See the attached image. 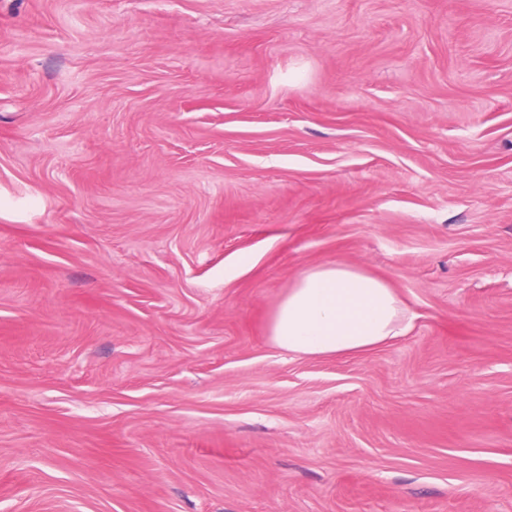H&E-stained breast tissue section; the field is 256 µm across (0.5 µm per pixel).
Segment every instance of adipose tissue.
<instances>
[{
    "label": "adipose tissue",
    "instance_id": "adipose-tissue-1",
    "mask_svg": "<svg viewBox=\"0 0 512 512\" xmlns=\"http://www.w3.org/2000/svg\"><path fill=\"white\" fill-rule=\"evenodd\" d=\"M414 315L395 288L360 268L323 263L304 269L269 319L271 341L299 357H343L407 333Z\"/></svg>",
    "mask_w": 512,
    "mask_h": 512
}]
</instances>
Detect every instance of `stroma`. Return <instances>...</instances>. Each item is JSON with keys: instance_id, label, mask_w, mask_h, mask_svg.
<instances>
[{"instance_id": "obj_1", "label": "stroma", "mask_w": 512, "mask_h": 512, "mask_svg": "<svg viewBox=\"0 0 512 512\" xmlns=\"http://www.w3.org/2000/svg\"><path fill=\"white\" fill-rule=\"evenodd\" d=\"M0 512H512V0H0ZM414 314L389 282L358 267L304 269L273 309L271 341L299 357L372 351L407 333Z\"/></svg>"}]
</instances>
